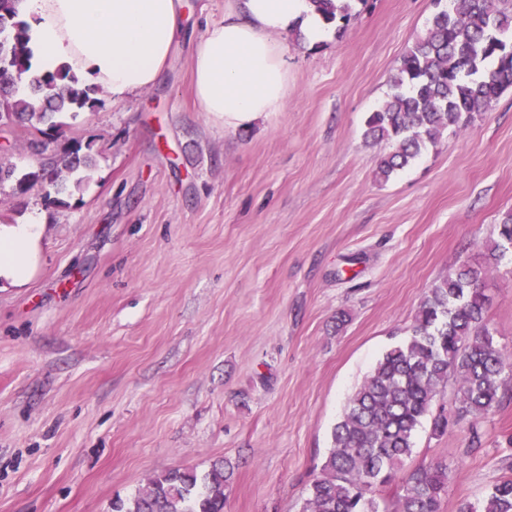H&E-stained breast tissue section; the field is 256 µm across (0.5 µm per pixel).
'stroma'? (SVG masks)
Returning a JSON list of instances; mask_svg holds the SVG:
<instances>
[{"label": "stroma", "mask_w": 512, "mask_h": 512, "mask_svg": "<svg viewBox=\"0 0 512 512\" xmlns=\"http://www.w3.org/2000/svg\"><path fill=\"white\" fill-rule=\"evenodd\" d=\"M224 2L185 0L159 84L61 115L59 145L97 158L65 204L0 184V224L41 222L27 281L0 282V512H112L217 459L234 467L224 512H300L349 397L512 211V88L377 177L392 147L365 120L433 0H355L319 47L288 37L286 107L244 127L193 93L192 44ZM483 286L512 350V254ZM414 442L408 467L447 460L441 512H457L512 476V400Z\"/></svg>", "instance_id": "obj_1"}]
</instances>
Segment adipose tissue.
Here are the masks:
<instances>
[{"instance_id": "adipose-tissue-1", "label": "adipose tissue", "mask_w": 512, "mask_h": 512, "mask_svg": "<svg viewBox=\"0 0 512 512\" xmlns=\"http://www.w3.org/2000/svg\"><path fill=\"white\" fill-rule=\"evenodd\" d=\"M32 17L35 66H68L113 98L155 86L184 33L183 0H24ZM301 32L323 43L329 24L312 0H227L223 20L208 24L191 57L202 111L243 126L282 111L290 71L284 41ZM39 222L0 225V279L25 281L34 263Z\"/></svg>"}]
</instances>
